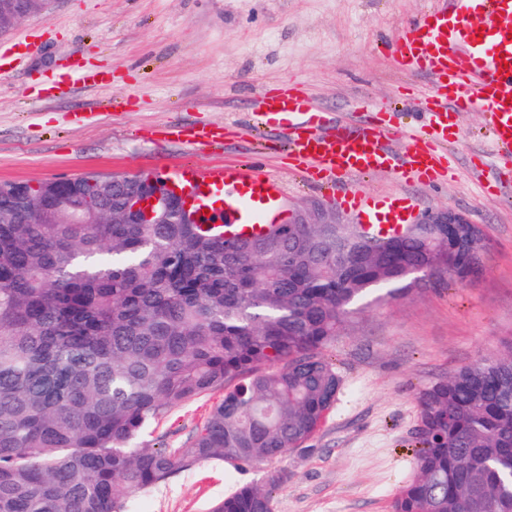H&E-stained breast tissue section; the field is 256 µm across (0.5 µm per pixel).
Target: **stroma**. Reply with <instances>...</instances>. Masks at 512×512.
Returning <instances> with one entry per match:
<instances>
[{"label": "stroma", "mask_w": 512, "mask_h": 512, "mask_svg": "<svg viewBox=\"0 0 512 512\" xmlns=\"http://www.w3.org/2000/svg\"><path fill=\"white\" fill-rule=\"evenodd\" d=\"M432 0H48L42 13L0 35L17 53L0 74V182L105 174H174L184 165L245 162L281 180L287 206L321 205L344 224L353 214L340 188L311 187L291 174L286 146L254 130L261 91L301 85L339 118L359 99L389 105L395 122L420 120L427 77L401 79L388 52L401 28ZM100 82L69 78L76 66ZM209 124L224 143L195 147L171 136ZM454 169L424 185L390 173L358 178L350 190L409 196L419 211L452 208L483 227L489 251L481 275L427 288L349 320L332 352L341 395L305 448L274 462L288 475L274 488V512H391L415 472L417 393L479 358L512 347V186L495 197L494 151L479 112L459 113ZM484 156L485 174L474 170ZM215 397L158 423L143 445H186ZM259 469L210 462L131 498V512H210L224 494L259 483Z\"/></svg>", "instance_id": "stroma-1"}]
</instances>
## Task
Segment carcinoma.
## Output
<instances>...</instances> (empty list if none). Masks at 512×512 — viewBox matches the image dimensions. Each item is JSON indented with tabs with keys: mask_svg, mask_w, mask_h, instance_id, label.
I'll list each match as a JSON object with an SVG mask.
<instances>
[{
	"mask_svg": "<svg viewBox=\"0 0 512 512\" xmlns=\"http://www.w3.org/2000/svg\"><path fill=\"white\" fill-rule=\"evenodd\" d=\"M34 0H0V34ZM147 188L93 175L0 186V512H128L131 497L219 461L263 469L336 404L329 355L350 316L420 286L409 266L467 279L470 258L406 224H273L253 239L141 224ZM223 392L190 444L141 448L153 422ZM416 475L391 512H512V350L416 397ZM283 479L212 512H273Z\"/></svg>",
	"mask_w": 512,
	"mask_h": 512,
	"instance_id": "carcinoma-1",
	"label": "carcinoma"
}]
</instances>
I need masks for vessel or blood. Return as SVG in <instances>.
Segmentation results:
<instances>
[{
    "mask_svg": "<svg viewBox=\"0 0 512 512\" xmlns=\"http://www.w3.org/2000/svg\"><path fill=\"white\" fill-rule=\"evenodd\" d=\"M392 59L401 73H424L433 83L424 118L406 135L402 149L390 145L393 121L379 117L357 125L337 120L298 87L263 92L253 110L264 129L286 139L303 180L322 186L376 172L423 184L447 179L453 162L450 130L458 112L485 113L505 165L485 190L498 195L512 181V0H434L416 22L402 28ZM181 177L201 193L223 187V207L204 212L203 221L230 226L242 236L278 223L285 211V185L246 164L188 168ZM342 203L368 232L382 236L406 223L415 209L411 199L393 194L349 191Z\"/></svg>",
    "mask_w": 512,
    "mask_h": 512,
    "instance_id": "1",
    "label": "vessel or blood"
}]
</instances>
